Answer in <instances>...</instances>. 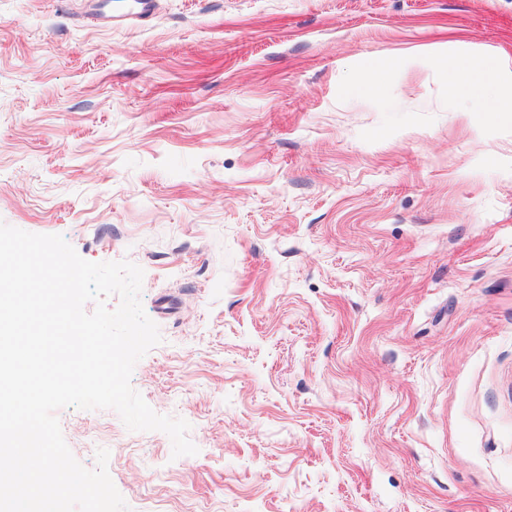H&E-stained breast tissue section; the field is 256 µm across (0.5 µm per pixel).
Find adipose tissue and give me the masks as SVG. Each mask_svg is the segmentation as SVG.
<instances>
[{"label": "adipose tissue", "mask_w": 512, "mask_h": 512, "mask_svg": "<svg viewBox=\"0 0 512 512\" xmlns=\"http://www.w3.org/2000/svg\"><path fill=\"white\" fill-rule=\"evenodd\" d=\"M465 75L471 78L469 88L472 96L485 99L488 111H512V90L505 87L497 69L486 56L463 52L458 72L448 76L452 89H460V79Z\"/></svg>", "instance_id": "ef3b65f1"}]
</instances>
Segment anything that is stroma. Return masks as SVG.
I'll return each instance as SVG.
<instances>
[{"label": "stroma", "instance_id": "35a3bbf8", "mask_svg": "<svg viewBox=\"0 0 512 512\" xmlns=\"http://www.w3.org/2000/svg\"><path fill=\"white\" fill-rule=\"evenodd\" d=\"M0 0V222L144 271L131 383L57 411L129 512H512V0ZM380 73L378 90L365 73ZM458 70L471 77V82L467 85L472 90L471 96L487 99L486 112H512V79L510 92L486 56L471 51L463 52Z\"/></svg>", "mask_w": 512, "mask_h": 512}]
</instances>
